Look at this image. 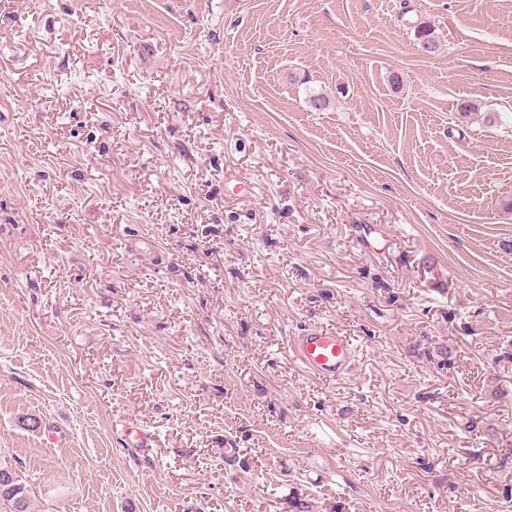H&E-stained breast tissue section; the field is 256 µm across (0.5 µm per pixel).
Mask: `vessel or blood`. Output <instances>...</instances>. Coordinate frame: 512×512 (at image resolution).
<instances>
[{
    "mask_svg": "<svg viewBox=\"0 0 512 512\" xmlns=\"http://www.w3.org/2000/svg\"><path fill=\"white\" fill-rule=\"evenodd\" d=\"M291 358L314 376L336 380L346 375L356 360L350 337L328 328L309 326L290 340Z\"/></svg>",
    "mask_w": 512,
    "mask_h": 512,
    "instance_id": "b4317fda",
    "label": "vessel or blood"
}]
</instances>
